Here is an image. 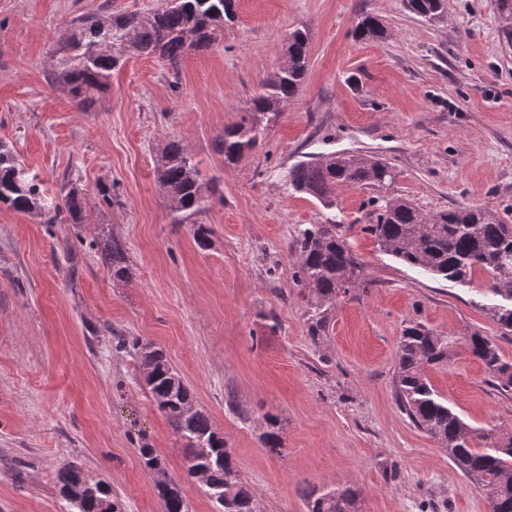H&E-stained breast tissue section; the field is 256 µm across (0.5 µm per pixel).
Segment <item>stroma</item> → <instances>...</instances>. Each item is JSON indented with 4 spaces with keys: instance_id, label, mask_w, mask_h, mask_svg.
<instances>
[{
    "instance_id": "1",
    "label": "stroma",
    "mask_w": 512,
    "mask_h": 512,
    "mask_svg": "<svg viewBox=\"0 0 512 512\" xmlns=\"http://www.w3.org/2000/svg\"><path fill=\"white\" fill-rule=\"evenodd\" d=\"M160 5L0 0V142L46 195L74 185L85 199L81 224L0 209V512H69L55 475L70 462L106 479L122 512H164L144 442L180 481L188 512H216L147 391L136 339L162 347L193 388L263 512H306L304 488L323 485L359 490L360 512H487L482 489L400 409L397 346L409 321L449 336L447 364L428 371L435 390L472 427L505 434L512 393L489 382L465 339L481 332L512 360V333L486 311L483 274L459 284L410 268L362 220L382 194L426 213L512 209V43L497 0H447L436 23L403 0H237L234 22L179 69L126 54L89 109L51 81L72 20ZM363 13L388 38L355 39ZM297 28L310 35L302 89L226 166L218 137L249 111ZM170 138L213 189L188 217L170 211L154 178ZM346 151L383 158L393 183L341 188L330 207L289 188L293 165ZM330 222L368 285L339 298L314 338L288 244ZM101 224L122 243L130 281L109 273L94 241ZM198 224L208 247L193 238ZM268 413L282 427L275 451L262 439Z\"/></svg>"
}]
</instances>
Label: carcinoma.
Here are the masks:
<instances>
[{
    "label": "carcinoma",
    "instance_id": "1",
    "mask_svg": "<svg viewBox=\"0 0 512 512\" xmlns=\"http://www.w3.org/2000/svg\"><path fill=\"white\" fill-rule=\"evenodd\" d=\"M445 0H404L406 9L425 21L443 12ZM235 0H163L150 14H120L107 18H80L63 35V47L72 53L65 67L52 73L79 104L89 106L108 83L123 55L133 51L155 56L176 69L191 48H207L224 24L232 21ZM503 34L512 40V0H498ZM385 34L379 19L369 13L358 18L353 36L377 39ZM284 63L263 80L252 99V109L241 121L224 128L217 148L224 163L238 164L253 150L267 114L277 115L298 94L308 71V37L295 30L287 38ZM155 180L167 207L175 214L201 211L211 192L200 179L196 163L181 140L158 146ZM395 174L390 165L373 156L327 154L289 168L288 185L324 203H333L336 189L349 185L390 183ZM0 207L40 212L54 224L67 214L70 224L83 223L82 196L70 188L63 202L44 195L40 186L22 168L8 146L0 143ZM365 231L400 262L425 273L468 283L475 273L485 275L488 291L507 303L487 308L506 332H512V224L499 211L484 206H458L434 214L422 212L401 197L373 199L365 214ZM97 245L109 261L112 278H132L124 250L109 228L98 232ZM295 259L296 285L308 290L320 312L314 315L312 337L326 325L327 310L364 279L362 267L342 239L338 224H309L297 231L289 244ZM452 341L420 322L403 329L397 349L395 393L410 421L441 447L456 471L479 485L485 493L488 512H512V436L500 437L494 430L467 424L432 386L427 370L448 362ZM141 365L147 373V389L170 425L193 449L187 472L213 464L204 484L206 494H224L223 512H263L257 495L239 478L237 465L224 438L218 436L206 412L195 407L193 389L184 382L165 352L136 340ZM468 354L484 366L491 382L512 392V362L506 360L493 339L474 331L466 338ZM264 443L274 449L281 444L278 418L265 415ZM61 498L76 512H103V500L111 496L105 480L89 479L82 466L68 463L56 474ZM164 512H187L180 483L174 479L157 486ZM359 494L351 488H313L307 494V512H359Z\"/></svg>",
    "mask_w": 512,
    "mask_h": 512
}]
</instances>
